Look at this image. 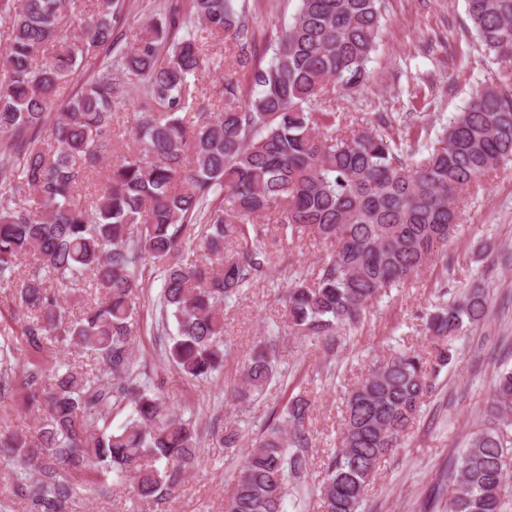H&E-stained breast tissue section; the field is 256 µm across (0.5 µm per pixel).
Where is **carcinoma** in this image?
I'll use <instances>...</instances> for the list:
<instances>
[{
    "label": "carcinoma",
    "instance_id": "cac0c4a2",
    "mask_svg": "<svg viewBox=\"0 0 512 512\" xmlns=\"http://www.w3.org/2000/svg\"><path fill=\"white\" fill-rule=\"evenodd\" d=\"M384 0H299L284 26L262 32L267 63L256 60L248 0H189L148 24L113 57L119 0L65 19V0H0L10 51L0 61V286L17 284L29 313L19 352L0 331V398L20 394L41 412L35 435L0 431V462L14 467L13 495L26 512H67L70 475L97 493L130 482L142 501L171 495L199 459L195 420L170 407L135 361L136 300L147 267L159 272L154 300L162 357L187 381L208 383L223 367L224 305L266 274L270 262L256 224L263 217L330 246L313 280L297 277L284 293V323L304 340H335L354 328L387 290L441 265L440 248L459 227L464 195L512 163V0H465L487 71L467 105L413 162L373 127L322 109L332 90L367 88L369 63L385 22ZM231 40L246 87L224 79V109L199 101L191 76L209 67L207 41ZM107 51L97 72L65 104L48 109L59 84ZM142 85L133 146L110 166L87 208L75 198L112 141L113 115L126 84ZM57 143L55 150L44 141ZM28 189V198L18 194ZM236 245L224 255V244ZM34 265L19 269L21 258ZM95 296L68 315L67 288ZM474 284L427 317L434 338L423 355L394 353L348 392L339 448L325 462L323 512H361L382 459L399 445L436 391L466 323L486 315ZM66 343L90 351L103 371H60L47 360ZM276 341L257 346L244 366L240 402H252L282 376ZM51 377V388L43 377ZM130 408L109 430L112 411ZM309 404L291 396L286 417L271 421L240 464L224 512H297L288 483L308 468ZM512 367L500 369L488 425L448 463V512H512ZM235 449L240 433L212 424Z\"/></svg>",
    "mask_w": 512,
    "mask_h": 512
}]
</instances>
